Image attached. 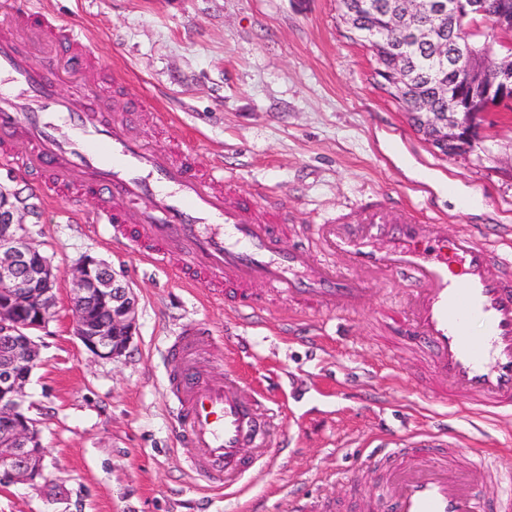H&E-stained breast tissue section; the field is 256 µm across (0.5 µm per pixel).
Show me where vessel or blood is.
Instances as JSON below:
<instances>
[{"mask_svg": "<svg viewBox=\"0 0 512 512\" xmlns=\"http://www.w3.org/2000/svg\"><path fill=\"white\" fill-rule=\"evenodd\" d=\"M97 63L90 39L37 0L0 11V78L9 82L0 88L1 166L48 171L101 195L93 223L127 236L153 266L218 279L242 326L258 324L275 300L295 306V325L355 314L372 284L406 274L408 300L388 319L403 345L426 352L427 394L475 413L512 412V230L482 224L452 238L447 225L371 207L355 223L296 225L306 246L283 248L287 204L240 198L223 167L195 166L186 141L170 153L145 148L128 136L125 114L58 95L60 65L82 75ZM136 203L132 225L127 208ZM210 342L191 327L170 343L166 388L190 472L229 489L265 463L271 395L230 364L223 381L207 379ZM383 445L370 466L388 512H512V470L482 454L459 462L455 437L389 433Z\"/></svg>", "mask_w": 512, "mask_h": 512, "instance_id": "obj_1", "label": "vessel or blood"}]
</instances>
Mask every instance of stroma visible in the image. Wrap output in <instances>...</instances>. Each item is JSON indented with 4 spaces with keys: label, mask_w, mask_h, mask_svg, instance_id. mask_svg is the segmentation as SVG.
Returning <instances> with one entry per match:
<instances>
[{
    "label": "stroma",
    "mask_w": 512,
    "mask_h": 512,
    "mask_svg": "<svg viewBox=\"0 0 512 512\" xmlns=\"http://www.w3.org/2000/svg\"><path fill=\"white\" fill-rule=\"evenodd\" d=\"M110 58L85 81L106 89L113 111L145 98L171 116L168 128L140 113L131 134L156 150L191 140L200 168L224 161L243 198L287 201L295 224L370 205L439 220L512 225V112L481 118L469 154L445 156L418 134L408 112L377 89L375 58L340 18L337 0H41ZM19 193L34 239L57 266L56 315L40 331V366L28 384L30 414L47 448L50 484L0 488V512H289L290 500L322 499L358 512L377 482L358 468L384 430L400 435L451 426L459 445L512 466V414L477 415L420 392L424 354L394 347L384 309L398 306L405 276L379 283L354 315H324L325 349L283 338L293 310L278 304L252 328L230 302L186 286L173 267L148 264L104 226L85 223L98 200L59 187L45 197L34 175L0 168V190ZM104 259L138 296L129 353L97 361L73 334L69 268ZM189 325L205 328L224 376L236 361L252 383L278 381L282 405L276 461L242 491L224 495L192 476L178 447L163 386L164 347Z\"/></svg>",
    "instance_id": "1"
}]
</instances>
